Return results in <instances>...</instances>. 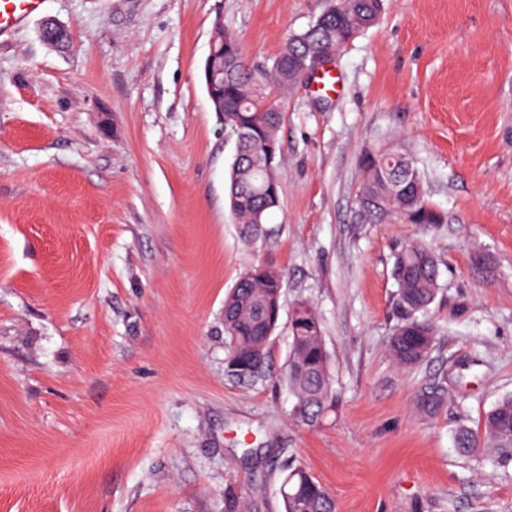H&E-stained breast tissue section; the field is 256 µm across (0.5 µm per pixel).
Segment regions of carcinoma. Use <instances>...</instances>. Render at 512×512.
I'll use <instances>...</instances> for the list:
<instances>
[{
	"label": "carcinoma",
	"instance_id": "obj_1",
	"mask_svg": "<svg viewBox=\"0 0 512 512\" xmlns=\"http://www.w3.org/2000/svg\"><path fill=\"white\" fill-rule=\"evenodd\" d=\"M382 10L381 0H336V11H324L306 31L289 36L269 65L247 63L240 43L227 33L218 34L217 45L224 47V86L210 102L224 107V128L235 139L228 196L245 242H257L268 215L280 207L277 163L267 161L268 146L281 151L283 112L274 91L303 77L302 58L314 53L333 55L374 26ZM40 35L55 47L70 43L67 31L51 22L41 25ZM361 171L364 179L359 190L367 200L365 223L446 222L445 214L426 201L420 173L404 155L375 151ZM392 274L397 285L396 324L388 348L399 368L410 369L423 363L434 347L436 328L428 311L439 290L437 259L424 246L408 245L395 257ZM283 285L281 269L258 264L246 268L224 298V374L239 386H253L267 377V360H253L252 351L278 326ZM290 327L291 356L283 382L296 397L295 417L314 423L335 408L330 355L311 305L296 304ZM446 397L447 391L434 385L420 395L419 406L434 414ZM455 447L465 458L491 448L497 461L512 463V395L499 399L486 413L482 435L459 427ZM281 488L284 512H335L330 493L300 465L288 467Z\"/></svg>",
	"mask_w": 512,
	"mask_h": 512
}]
</instances>
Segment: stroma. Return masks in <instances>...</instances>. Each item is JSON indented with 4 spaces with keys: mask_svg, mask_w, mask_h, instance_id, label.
I'll return each instance as SVG.
<instances>
[{
    "mask_svg": "<svg viewBox=\"0 0 512 512\" xmlns=\"http://www.w3.org/2000/svg\"><path fill=\"white\" fill-rule=\"evenodd\" d=\"M328 6L44 0L0 35V512H226L231 493L283 512L294 462L337 512H512V466L454 447L512 394V0H386L336 52L339 93L281 91V206L245 245L202 81L214 30L261 61ZM379 149L413 158L446 223L361 222L358 162ZM412 243L439 261L437 335L403 370L392 267ZM257 263L284 270V310L320 318V423L280 382L288 318L266 381L224 375V296Z\"/></svg>",
    "mask_w": 512,
    "mask_h": 512,
    "instance_id": "1",
    "label": "stroma"
}]
</instances>
